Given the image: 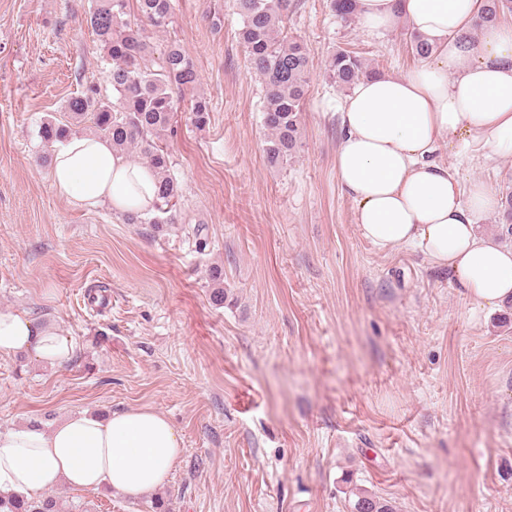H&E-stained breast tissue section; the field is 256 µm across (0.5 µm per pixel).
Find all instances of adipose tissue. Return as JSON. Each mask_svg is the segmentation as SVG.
Segmentation results:
<instances>
[{
	"label": "adipose tissue",
	"instance_id": "adipose-tissue-1",
	"mask_svg": "<svg viewBox=\"0 0 512 512\" xmlns=\"http://www.w3.org/2000/svg\"><path fill=\"white\" fill-rule=\"evenodd\" d=\"M481 3L354 0L369 32L404 22L434 51L406 73L361 79L336 106V172L355 202L360 235L378 249H407L448 269L476 316L512 302V247L478 230L500 197L480 181L461 188L437 156L452 141L461 160L475 144L492 158L512 154V21L478 25ZM50 180L57 196L83 209L154 208L153 171L94 134L54 145ZM19 352L62 365L74 349L59 329L1 309L0 355ZM182 446L169 420L150 408L79 412L48 429L22 425L0 432V493L35 497L66 484L136 499L165 483Z\"/></svg>",
	"mask_w": 512,
	"mask_h": 512
}]
</instances>
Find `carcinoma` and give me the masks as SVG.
Instances as JSON below:
<instances>
[{
	"label": "carcinoma",
	"mask_w": 512,
	"mask_h": 512,
	"mask_svg": "<svg viewBox=\"0 0 512 512\" xmlns=\"http://www.w3.org/2000/svg\"><path fill=\"white\" fill-rule=\"evenodd\" d=\"M136 20H131L130 0H93L89 24L94 30L103 59L110 65L112 97L95 85H87L70 98L66 110L71 121L53 119L41 122L38 136L50 147L79 133L83 122L94 133L112 143L124 154L135 152L156 175V200L150 214L125 213L127 224L175 223L174 212L180 197L179 184L170 173V154L165 136L174 132L176 113L174 94L194 86L198 80L195 61L176 42L167 45L159 65L152 70L145 65L149 53L146 29L164 32L172 23V0H135ZM242 17L240 39L246 48L250 70L263 81L265 107L263 123L268 131L265 155L271 166H280L302 146L301 112L308 90L309 59L305 47L284 35L280 23L288 17L291 0H235ZM329 8L343 21L353 19V0H329ZM512 14V0H483L479 24L494 23ZM412 54L428 58L433 46L410 35ZM329 79L342 89L352 88L361 78L377 73L355 51L339 50L328 61ZM206 98L193 99L186 121L197 129L210 122ZM502 213L497 224L499 241L512 242V180L501 191ZM214 283L211 300L224 305V268L210 270ZM350 512H396L386 499L363 491L354 493ZM73 506L60 497L0 493V512H72Z\"/></svg>",
	"instance_id": "cac0c4a2"
}]
</instances>
